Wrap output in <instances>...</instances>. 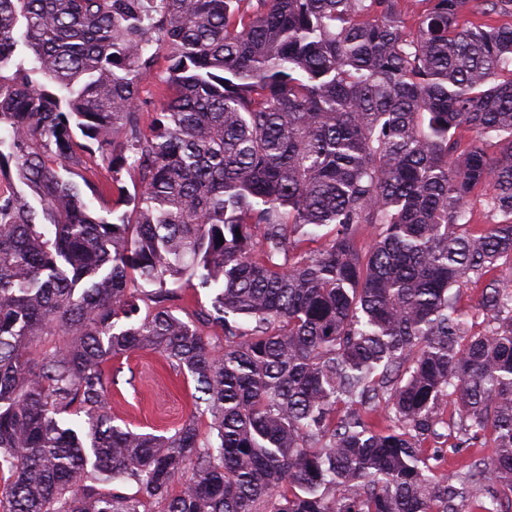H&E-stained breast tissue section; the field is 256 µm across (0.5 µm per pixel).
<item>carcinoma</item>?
Returning a JSON list of instances; mask_svg holds the SVG:
<instances>
[{
  "instance_id": "carcinoma-1",
  "label": "carcinoma",
  "mask_w": 512,
  "mask_h": 512,
  "mask_svg": "<svg viewBox=\"0 0 512 512\" xmlns=\"http://www.w3.org/2000/svg\"><path fill=\"white\" fill-rule=\"evenodd\" d=\"M400 2L0 0L4 512L512 500V25L422 0L409 31ZM75 128L112 164L101 212ZM187 273L213 294L195 320L167 287ZM135 352L196 383L171 435L107 409L106 365ZM487 434L492 462L435 477L426 441Z\"/></svg>"
}]
</instances>
